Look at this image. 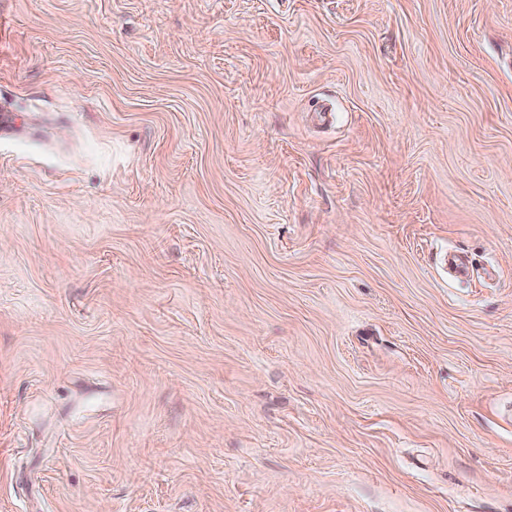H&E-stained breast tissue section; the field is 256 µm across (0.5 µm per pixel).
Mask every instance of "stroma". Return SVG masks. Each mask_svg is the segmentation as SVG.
I'll return each mask as SVG.
<instances>
[{
	"mask_svg": "<svg viewBox=\"0 0 512 512\" xmlns=\"http://www.w3.org/2000/svg\"><path fill=\"white\" fill-rule=\"evenodd\" d=\"M0 107V512H512V0H0Z\"/></svg>",
	"mask_w": 512,
	"mask_h": 512,
	"instance_id": "35a3bbf8",
	"label": "stroma"
}]
</instances>
